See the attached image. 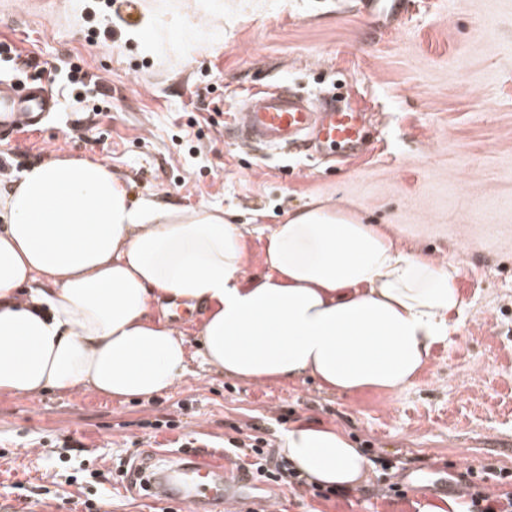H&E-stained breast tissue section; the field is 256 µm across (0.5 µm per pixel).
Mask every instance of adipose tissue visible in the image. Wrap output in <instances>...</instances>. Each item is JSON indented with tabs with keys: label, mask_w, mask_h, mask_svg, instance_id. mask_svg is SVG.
<instances>
[{
	"label": "adipose tissue",
	"mask_w": 512,
	"mask_h": 512,
	"mask_svg": "<svg viewBox=\"0 0 512 512\" xmlns=\"http://www.w3.org/2000/svg\"><path fill=\"white\" fill-rule=\"evenodd\" d=\"M265 271L223 208L136 199L101 161L52 158L0 190V391L88 387L150 398L189 348L154 317L206 307L205 362L252 382L312 377L339 395L413 386L464 309L457 269L333 206L270 228ZM282 453L308 481L351 490L370 462L334 426L298 421Z\"/></svg>",
	"instance_id": "ef3b65f1"
}]
</instances>
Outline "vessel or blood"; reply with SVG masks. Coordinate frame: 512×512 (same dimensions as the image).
<instances>
[{
	"instance_id": "b4317fda",
	"label": "vessel or blood",
	"mask_w": 512,
	"mask_h": 512,
	"mask_svg": "<svg viewBox=\"0 0 512 512\" xmlns=\"http://www.w3.org/2000/svg\"><path fill=\"white\" fill-rule=\"evenodd\" d=\"M60 101L38 78L24 82L0 78V140L42 121ZM225 134L267 155L308 149L340 162L368 151L367 116L353 103L329 96L306 97L284 84L248 93L233 107ZM252 481L244 469L229 471L221 459L198 456L157 470L146 479L150 497L186 504L190 512L224 505Z\"/></svg>"
}]
</instances>
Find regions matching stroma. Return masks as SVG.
<instances>
[{
  "instance_id": "35a3bbf8",
  "label": "stroma",
  "mask_w": 512,
  "mask_h": 512,
  "mask_svg": "<svg viewBox=\"0 0 512 512\" xmlns=\"http://www.w3.org/2000/svg\"><path fill=\"white\" fill-rule=\"evenodd\" d=\"M215 33L189 43L199 16L186 0H0V41L32 62L28 75L80 64L94 89L61 94L59 111L15 133L19 153L0 184L29 165L77 157L109 164L135 198L218 206L245 236L248 271H262L258 226L333 204L387 228L401 245L458 271L460 321L416 383L400 393L336 395L309 378L253 384L203 360L194 316L182 329L184 376L149 399L82 387L29 398L0 392V512H82L77 466L166 457L196 433L223 457L225 439L258 427L272 454L301 419L342 429L366 457L403 469L404 497L323 501L305 488L248 489L277 512H418L457 499L434 472L512 470V0H402L370 25L361 0H210ZM164 18L151 41L146 15ZM366 105L376 148L348 166L267 157L221 137L229 102L278 83ZM77 448L64 450L65 438ZM49 489L44 500L31 497Z\"/></svg>"
}]
</instances>
